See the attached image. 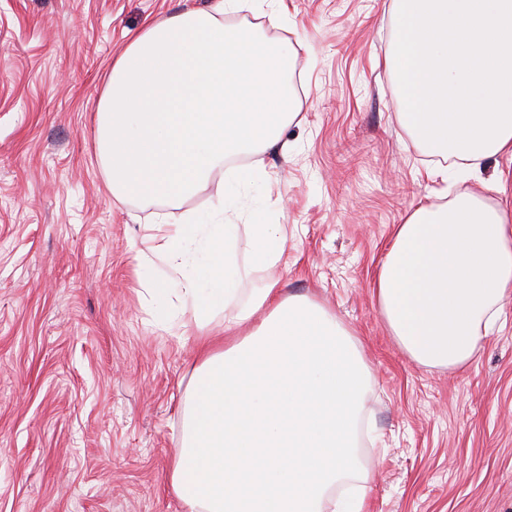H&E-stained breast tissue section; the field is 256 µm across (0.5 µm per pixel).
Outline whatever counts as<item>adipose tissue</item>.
Wrapping results in <instances>:
<instances>
[{"instance_id": "adipose-tissue-1", "label": "adipose tissue", "mask_w": 512, "mask_h": 512, "mask_svg": "<svg viewBox=\"0 0 512 512\" xmlns=\"http://www.w3.org/2000/svg\"><path fill=\"white\" fill-rule=\"evenodd\" d=\"M268 0H211L151 18L113 61L95 107V140L113 198L179 202L240 154L234 180L266 175L263 154L287 152L282 129L300 109L288 81L287 39L229 26ZM253 263L274 266L280 225L248 227ZM233 224H171L155 247L173 272L158 283L198 325L236 293ZM512 294V211L462 194L396 225L374 295L397 345L428 369H458L481 351ZM170 485L187 512H365L366 489L335 493L353 465L369 368L354 333L321 303L255 289L199 340Z\"/></svg>"}]
</instances>
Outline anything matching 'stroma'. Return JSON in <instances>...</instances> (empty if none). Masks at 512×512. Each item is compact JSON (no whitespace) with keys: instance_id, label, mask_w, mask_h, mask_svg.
I'll list each match as a JSON object with an SVG mask.
<instances>
[{"instance_id":"stroma-1","label":"stroma","mask_w":512,"mask_h":512,"mask_svg":"<svg viewBox=\"0 0 512 512\" xmlns=\"http://www.w3.org/2000/svg\"><path fill=\"white\" fill-rule=\"evenodd\" d=\"M177 2L0 0V512H185L169 475L198 329L150 294L171 271L147 239L161 216L213 217L229 173L174 206L119 202L94 140L113 59ZM391 2L284 0L263 23L290 40L301 110L288 153L267 151V178L228 212L242 277L210 326L270 277L322 303L372 371L355 450L369 512H512V320L464 369L430 370L388 336L372 293L415 207L469 192L512 206V158L473 177L400 124ZM499 179L507 193L491 190ZM257 212L286 238L267 269L251 264Z\"/></svg>"}]
</instances>
